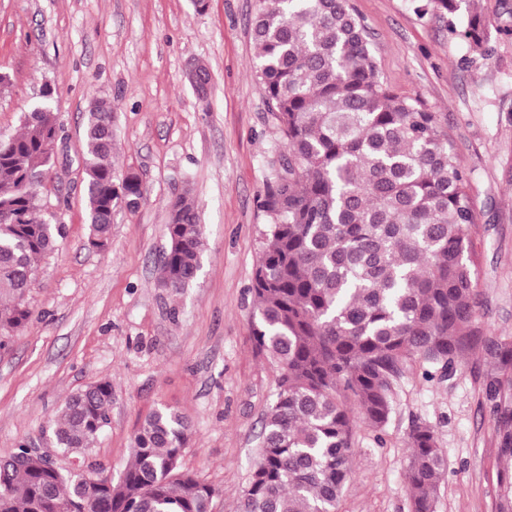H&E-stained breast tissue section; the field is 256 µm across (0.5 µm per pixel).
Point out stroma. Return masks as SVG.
I'll return each instance as SVG.
<instances>
[{
    "label": "stroma",
    "mask_w": 512,
    "mask_h": 512,
    "mask_svg": "<svg viewBox=\"0 0 512 512\" xmlns=\"http://www.w3.org/2000/svg\"><path fill=\"white\" fill-rule=\"evenodd\" d=\"M367 25L380 75L400 96L436 112L470 180L484 338L512 343V34L498 33L499 0L480 8L495 32L470 52L435 13L412 0H352ZM257 0H0V134L20 132L43 84L63 125L41 201L66 237L41 257L26 297L32 318L0 348V456L19 444L53 453L49 421L65 397L112 385L111 423L89 457L112 479L132 438L164 405L192 435L183 470L223 489L215 512H234L257 455L277 368L250 338V292L263 250L260 207L277 167L279 137L255 76ZM210 71L207 96L189 80ZM111 100L112 163L137 173V210L112 213L107 250L86 245L80 156L92 97ZM190 191L204 227V267L177 295L159 288L165 226L176 194ZM476 347L456 369L409 362L393 389L384 431L355 432L354 476L337 512H412L406 479L412 420L431 425L447 459L436 512H497L498 432L486 385L503 377Z\"/></svg>",
    "instance_id": "stroma-1"
}]
</instances>
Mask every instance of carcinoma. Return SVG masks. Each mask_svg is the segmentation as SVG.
<instances>
[{
	"label": "carcinoma",
	"instance_id": "1",
	"mask_svg": "<svg viewBox=\"0 0 512 512\" xmlns=\"http://www.w3.org/2000/svg\"><path fill=\"white\" fill-rule=\"evenodd\" d=\"M479 0H417L474 54L492 32ZM255 74L280 134L282 163L261 203L265 242L251 291V338L279 370L257 459L236 512H336L353 475L357 423L383 429L408 362L447 368L477 345L507 367L512 344L475 325L477 259L470 182L448 130L418 98L381 79L370 34L351 0H259L251 29ZM46 83L21 132L0 136V347L31 320L26 295L38 258L65 225L37 216L61 132ZM112 104L94 100L81 153L89 248L110 241L112 211L144 198L138 174L116 175ZM160 287L179 293L202 267L204 233L189 192L170 204ZM500 454L512 461V381L488 385ZM112 384L70 395L50 442L80 473L26 455L0 458V512H210L219 488L181 470L191 424L160 407L132 441L115 483L87 451L110 424ZM407 480L413 512H435L445 455L412 423ZM498 512H512V469Z\"/></svg>",
	"mask_w": 512,
	"mask_h": 512
}]
</instances>
